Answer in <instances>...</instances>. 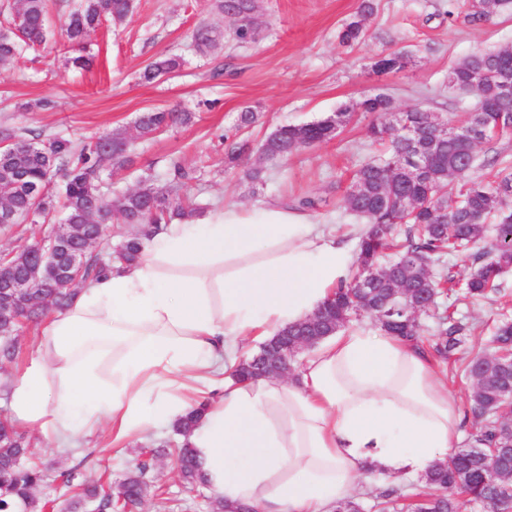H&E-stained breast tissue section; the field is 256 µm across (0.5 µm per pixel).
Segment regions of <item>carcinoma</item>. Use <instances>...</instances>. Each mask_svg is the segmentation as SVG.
<instances>
[{"mask_svg":"<svg viewBox=\"0 0 512 512\" xmlns=\"http://www.w3.org/2000/svg\"><path fill=\"white\" fill-rule=\"evenodd\" d=\"M259 0H236L237 24L230 37L247 44L255 39L254 15ZM133 9V0H79L66 23L70 46H80L95 32L104 19L121 21ZM375 10L373 0H362L357 12L342 26L340 42L345 46L362 44L368 33L367 21ZM50 35L46 0H17V6L0 26V60L21 54L25 49L40 47ZM198 53L205 55L216 45L213 30L199 26L193 33ZM400 54L382 56L376 63L381 72L405 68ZM179 58L163 57L147 65L140 80L150 84L164 74L176 71ZM512 80V52L501 48L474 54L458 63L450 72L461 94L475 92L480 98L478 110L484 122L470 114L448 125L452 137L434 134L437 115L415 108L400 112L390 123L373 122L368 136L387 143V155L362 165L343 198L351 215L370 225L357 245L356 272L352 280L337 288L323 306L321 321L312 326L305 320L286 329L288 340L298 336H328L353 320L368 317L385 332L413 342H422L419 318L407 309L399 289L412 290V296L426 303L437 319L435 351L450 358L461 351L464 339L473 326L456 318L449 309H440L437 298L441 290L455 292L462 287L472 298H485L499 288L503 273L512 267V168H502L487 183L465 180L476 160V148L488 139L496 127H512V97L499 91L502 77ZM353 109L345 106L327 117L302 125H281L272 130L259 146L267 159L288 158L311 145L336 137L338 130L350 124ZM193 113L152 109L143 112L138 136L148 138L165 127L189 124ZM420 132L425 147L423 173L411 176V150L406 130ZM0 153L10 161L0 162V204L13 213L12 223L23 224L31 216L44 218L55 213L53 200L63 197V220L70 224H163L174 218L191 220L200 214L198 207L172 198L170 191L145 183V194L125 193L117 200L108 198L103 179L105 163L123 168L129 162L131 142L120 134H108L83 145L63 136H46L35 130L24 132L9 125L0 127ZM252 151L249 140H234L226 150L228 163L235 164ZM491 218L496 224L497 244L489 251L479 247L485 225ZM100 247L115 250L116 261L129 263L140 251L137 236H130L117 246L103 238ZM471 251L472 268L468 279L460 284L451 276L436 279L433 267L450 252ZM425 261L427 273L409 262L410 256ZM112 264L103 263L99 254L85 259L80 282L99 277ZM48 287L38 289L40 306L29 318L44 312L47 306L62 310L73 292L69 282L46 271ZM20 323L0 321V365L14 362L21 345L13 338ZM460 374L476 379L468 399L469 411L481 420L479 432L453 455L437 461L424 475L435 493L431 512H461L467 505L487 508L497 501H512V454L500 448L503 432L500 418L512 403V321L497 327L491 348L465 358ZM201 409H194L173 425L184 436L195 425ZM499 478L492 479L489 465ZM178 467L183 483L190 489L205 486L200 466L187 444L178 452ZM151 455L145 453L116 486L74 483L68 473L64 485L74 492L72 512H113L118 501L137 505L150 491L147 474ZM53 483L46 471L30 461L24 436L10 419L0 415V512H44L47 501L38 496L41 487ZM399 490L392 487L379 493L374 507L378 512L395 508Z\"/></svg>","mask_w":512,"mask_h":512,"instance_id":"obj_1","label":"carcinoma"}]
</instances>
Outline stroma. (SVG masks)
<instances>
[{
    "mask_svg": "<svg viewBox=\"0 0 512 512\" xmlns=\"http://www.w3.org/2000/svg\"><path fill=\"white\" fill-rule=\"evenodd\" d=\"M75 2L48 0L49 43L0 62V124L77 141L113 133L131 138L132 162L112 178L116 197L145 178L165 185L177 160L194 173L185 192L206 210L227 204L258 208L271 201L292 205L311 197L318 203L316 216L339 226L354 221L342 197L356 170L383 151L367 134L373 117L360 111V103L381 94L395 110L417 105L458 122L478 98L449 88V70L473 53L512 46V9L474 25L467 19L471 0H375L366 42L354 48L340 44L338 31L360 0H261L259 34L248 44L229 38L233 21L211 0H134L125 21H105L91 34L86 53L92 65L82 70L69 64L73 50L62 32ZM202 23L220 36L207 56L191 44ZM393 52L406 56V67L376 73L375 61ZM170 55L181 59L176 72L141 83L145 65ZM246 106L258 115L244 133L256 145L283 124L314 122L344 106L357 112L328 142L279 162L255 152L248 163L229 168L225 140L235 136L237 115ZM152 108L185 109L194 119L148 139L135 137L138 114ZM251 167L263 168L262 182L247 178ZM455 308L475 326L465 351L487 348L501 316L512 318V271L502 277L496 296L462 298ZM25 435L33 458L54 475L78 464L90 483H118L142 452L155 450L149 480L166 492L169 506L161 508L152 493L137 512H208L206 499L186 489L176 473L179 439L170 427L117 443L103 432L79 448L53 447L32 429Z\"/></svg>",
    "mask_w": 512,
    "mask_h": 512,
    "instance_id": "35a3bbf8",
    "label": "stroma"
}]
</instances>
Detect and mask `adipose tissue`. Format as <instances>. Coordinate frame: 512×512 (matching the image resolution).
<instances>
[{
	"label": "adipose tissue",
	"instance_id": "ef3b65f1",
	"mask_svg": "<svg viewBox=\"0 0 512 512\" xmlns=\"http://www.w3.org/2000/svg\"><path fill=\"white\" fill-rule=\"evenodd\" d=\"M367 225L344 232L273 203L227 205L149 228L48 318L6 393L14 425L73 448L173 424L209 403L187 437L214 498L255 512H330L373 468L425 473L460 442V401L423 345L379 329L336 332L293 379L234 375L242 341L265 342L349 281Z\"/></svg>",
	"mask_w": 512,
	"mask_h": 512
}]
</instances>
